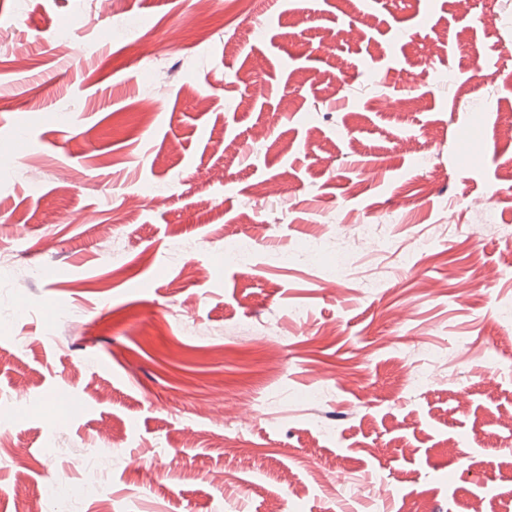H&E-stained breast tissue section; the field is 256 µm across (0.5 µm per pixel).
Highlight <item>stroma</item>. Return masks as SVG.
<instances>
[{"mask_svg": "<svg viewBox=\"0 0 512 512\" xmlns=\"http://www.w3.org/2000/svg\"><path fill=\"white\" fill-rule=\"evenodd\" d=\"M2 93L0 512H46L64 470L97 512L90 457L117 512H342L386 484L388 512H512V0H259L220 24L195 0H0ZM368 221L441 239L407 264L366 247L332 282L341 227ZM307 242L320 266L279 263ZM435 348L447 370L409 392ZM266 225L261 224L256 226L255 232L247 236L246 239L230 238L225 241L224 246V261L231 266H240L245 264L253 251L256 241L263 236Z\"/></svg>", "mask_w": 512, "mask_h": 512, "instance_id": "obj_1", "label": "stroma"}]
</instances>
